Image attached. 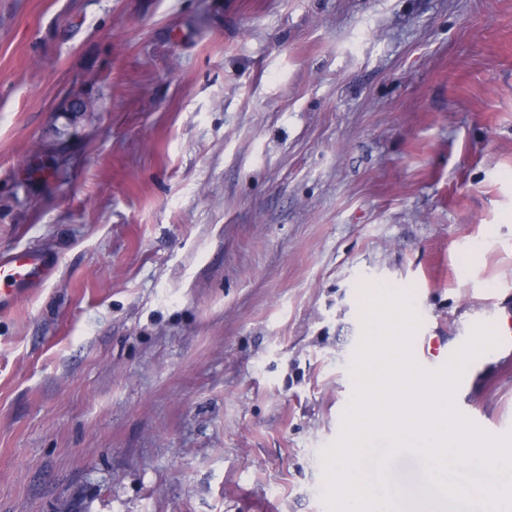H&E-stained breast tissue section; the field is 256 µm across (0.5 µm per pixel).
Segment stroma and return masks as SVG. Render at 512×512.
<instances>
[{"label": "stroma", "mask_w": 512, "mask_h": 512, "mask_svg": "<svg viewBox=\"0 0 512 512\" xmlns=\"http://www.w3.org/2000/svg\"><path fill=\"white\" fill-rule=\"evenodd\" d=\"M24 250L0 512H326L360 287L451 345L512 313V0H0ZM455 401L512 431V354ZM91 100L82 92L70 93L62 98L57 112L65 117H72L81 112L90 111Z\"/></svg>", "instance_id": "35a3bbf8"}]
</instances>
